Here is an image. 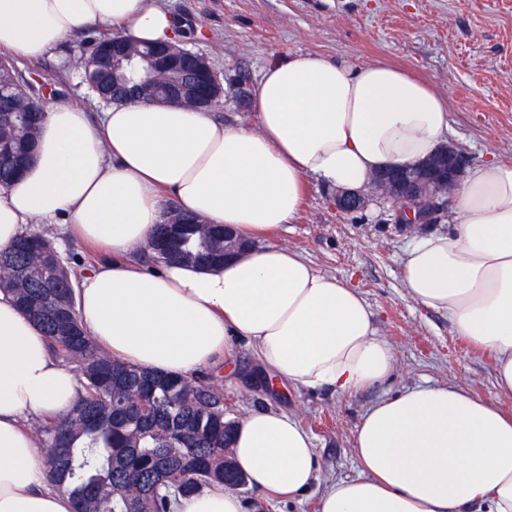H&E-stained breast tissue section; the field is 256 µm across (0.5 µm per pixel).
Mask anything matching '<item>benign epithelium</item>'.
Returning <instances> with one entry per match:
<instances>
[{
	"instance_id": "7a95c632",
	"label": "benign epithelium",
	"mask_w": 512,
	"mask_h": 512,
	"mask_svg": "<svg viewBox=\"0 0 512 512\" xmlns=\"http://www.w3.org/2000/svg\"><path fill=\"white\" fill-rule=\"evenodd\" d=\"M178 56L182 67L197 71L204 69L209 74L213 92L199 98L204 109L214 107L224 97L221 85L208 57L191 49L179 48ZM466 159L463 153L452 145L437 150L419 169L413 171H388L380 173L373 181V192L362 190H336L329 203L339 212H349L348 205L356 202L363 208L372 203L386 204L395 198L409 202V207L397 211L394 223L407 225L404 215H412L419 210L416 225L434 224L444 210V197L457 187ZM247 248V243L239 238L232 229L224 228V258L228 259ZM224 484L235 489L246 485L244 477L235 469L230 460L224 462Z\"/></svg>"
}]
</instances>
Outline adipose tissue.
<instances>
[{"mask_svg":"<svg viewBox=\"0 0 512 512\" xmlns=\"http://www.w3.org/2000/svg\"><path fill=\"white\" fill-rule=\"evenodd\" d=\"M132 40L172 41L171 15L151 0H0V51L36 62L85 25ZM256 126L170 104L114 103L97 121L79 108L44 112L35 162L0 188V251L33 224L94 244L77 311L112 357L174 376L231 362L246 344L276 381L351 396L385 382L396 352L369 304L301 254L257 245L291 223L305 180L359 189L386 168H413L448 136V108L427 84L384 61L353 66L294 55L252 89ZM255 243L220 266H138L163 220L162 193ZM448 231L409 233L400 259L410 298L447 315L456 335L494 360L512 397V164L469 170ZM79 377L0 294V512H72L40 464L30 418L62 419ZM249 484L300 503L318 470L313 436L292 412L260 409L230 449ZM355 476L329 482L319 512H512V414L455 384H415L363 412ZM178 512H246L235 489L208 488Z\"/></svg>","mask_w":512,"mask_h":512,"instance_id":"obj_1","label":"adipose tissue"}]
</instances>
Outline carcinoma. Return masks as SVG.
<instances>
[{"instance_id":"carcinoma-1","label":"carcinoma","mask_w":512,"mask_h":512,"mask_svg":"<svg viewBox=\"0 0 512 512\" xmlns=\"http://www.w3.org/2000/svg\"><path fill=\"white\" fill-rule=\"evenodd\" d=\"M119 31L102 34L81 63V77L113 100L147 101L170 88L206 81L181 67H155V44L124 43L120 56L102 59ZM80 101L31 92L13 64L0 59V187L17 172L11 155L38 142L37 116L45 103ZM186 224H160L149 246L161 263L200 267L224 263V230L181 211ZM45 234L32 229L0 252V291L47 339L54 355L76 368L81 394L56 424H41L38 441L48 479L66 492L73 512H174L179 498L224 483V388L208 376H168L126 365L101 350L81 328L76 311L77 268Z\"/></svg>"}]
</instances>
